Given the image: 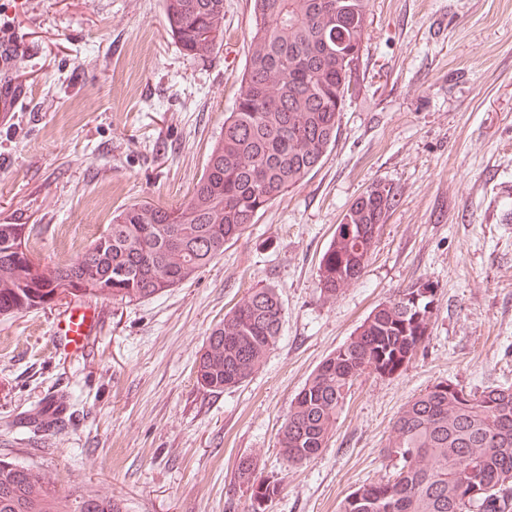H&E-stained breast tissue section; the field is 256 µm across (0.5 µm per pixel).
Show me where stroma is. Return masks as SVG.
<instances>
[{
  "instance_id": "1",
  "label": "stroma",
  "mask_w": 512,
  "mask_h": 512,
  "mask_svg": "<svg viewBox=\"0 0 512 512\" xmlns=\"http://www.w3.org/2000/svg\"><path fill=\"white\" fill-rule=\"evenodd\" d=\"M253 0H224V42L185 55L162 0H0L25 105L0 122V224H25L45 261L70 262L129 204L188 198L231 110ZM396 203L362 278L335 301L319 259L371 186ZM435 287L431 333L401 374L363 375L327 445L292 467L278 432L318 364L398 289ZM277 290L279 341L240 386L213 393L195 359L254 286ZM95 334L61 347L69 301L0 318V458L59 494L124 512H251L241 458L285 479L268 512H337L388 476L401 408L429 384L512 386V0H371L357 72L323 164L195 278L150 299L93 297ZM69 397L63 429L28 418Z\"/></svg>"
}]
</instances>
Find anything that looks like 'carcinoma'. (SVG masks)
I'll use <instances>...</instances> for the list:
<instances>
[{
	"label": "carcinoma",
	"mask_w": 512,
	"mask_h": 512,
	"mask_svg": "<svg viewBox=\"0 0 512 512\" xmlns=\"http://www.w3.org/2000/svg\"><path fill=\"white\" fill-rule=\"evenodd\" d=\"M172 38L190 55L224 38V0H163ZM370 0H254L251 52L232 112L224 118L190 198L175 208L130 204L73 262L43 263L24 224H0V317L52 308L62 300L108 296L147 300L194 278L224 255L261 212L324 161L356 70ZM395 204L376 185L336 225L318 266L316 288L334 301L363 275ZM435 288L419 281L380 304L327 356L290 404L279 452L290 466L326 446L355 381L404 371L431 332ZM284 322L276 289H248L212 328L195 361L197 383L221 393L246 382L266 361ZM60 406L33 427L63 422ZM383 453L394 474L352 490L338 512H512V386L465 391L440 380L399 412ZM238 483L250 499L273 502L281 477L240 460ZM0 512H122L110 497L58 494L21 462L0 459Z\"/></svg>",
	"instance_id": "1"
}]
</instances>
